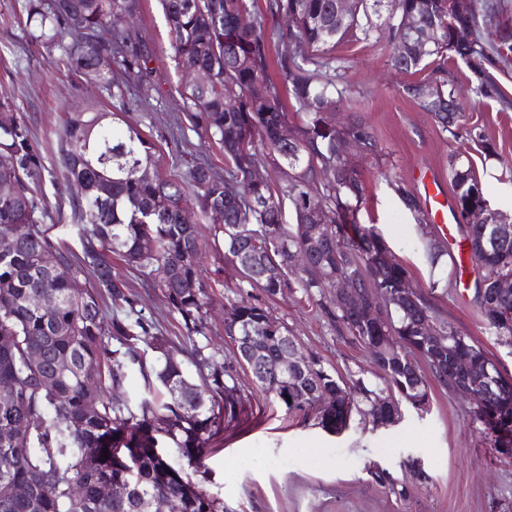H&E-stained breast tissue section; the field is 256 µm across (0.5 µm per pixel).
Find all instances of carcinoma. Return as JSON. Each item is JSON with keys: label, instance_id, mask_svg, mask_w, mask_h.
<instances>
[{"label": "carcinoma", "instance_id": "carcinoma-1", "mask_svg": "<svg viewBox=\"0 0 512 512\" xmlns=\"http://www.w3.org/2000/svg\"><path fill=\"white\" fill-rule=\"evenodd\" d=\"M141 0H27L29 39L49 51L58 50L69 68L86 85L79 111L65 113L60 136L63 181L77 221L81 254H76L45 223L48 205L42 193L47 168L39 141L23 116L0 100V183L14 185L11 197H0V484L28 487V496L4 503L0 512H137L136 502L154 503L151 512H224V503L208 494L187 469L200 467L224 423L235 419L242 403L237 366L220 361L206 344H193L199 377L194 383L171 350L155 341L153 324L145 320L138 295L112 271L115 254L132 267L147 270L149 286L167 294L190 336L206 335L210 296L200 269L205 246L196 224L183 221L194 208L204 216L217 207L224 223L210 229L224 247V259L240 268L254 267L274 257L282 268L276 279L244 277L236 288L258 287L274 296L300 288L310 298L331 287L336 272L357 276L363 288L378 293H407L414 300L392 310L386 321L362 325L338 304L327 309L336 331L362 346L383 373L386 389L414 409L430 402L429 383L413 354L425 355L433 378L455 390L458 380L448 373L450 358L467 355L478 369L496 377V387L481 406L470 408L471 420L489 436L499 458L512 461V380L469 337L439 319L414 289L406 268L390 254L378 234L356 223L365 187L352 157L336 156V143L345 137L362 141L364 157L380 154L372 130L361 121L343 126L332 122L329 110L349 98L336 47L346 42L398 40L413 43L406 56H390L392 69L432 78L401 85V94L431 113L438 128L455 134L460 116L449 110L455 99V77L448 76V57L464 63L474 80L470 91L482 98L503 94L493 73L495 56L512 53V27L496 28L497 45L478 31V0H468L460 12L451 0H359L358 11L340 20L335 0H267L265 9L253 0H161L172 35L177 68L207 74L201 86H185V119L224 151V172L195 163L185 171L162 173L157 145L141 130L150 118L133 106L155 91L152 46L142 29L129 19L138 16ZM250 23L242 26L240 16ZM437 31L425 51L414 45L405 26L408 16ZM471 28L469 44L455 32ZM294 45L293 54L277 58L285 91L270 75L272 40ZM232 95L238 107L229 110ZM112 99L106 110L103 97ZM302 123L297 143L280 142V126L290 112ZM275 167L278 185L256 181L253 172ZM454 209L481 205L484 190L472 164L451 165ZM410 209L422 235L428 237L431 263L447 254L430 238L429 217L420 200L404 183L393 185ZM294 213L305 210L325 225L326 255L309 256L300 225L283 224V200ZM250 228L244 229L242 225ZM47 252L89 274L94 283L79 290L75 281L39 273L37 257ZM322 263L326 276L317 279L306 263ZM469 271L476 275L473 301L486 328L500 343L512 347V295L487 305L480 289L492 277H512V242L502 250L469 252ZM184 282L196 283L185 288ZM109 298L124 316H112L105 326L101 302ZM233 321L228 336L243 342L237 356L247 359L243 344L264 350L262 362L250 366L255 382L290 413L317 415L331 434L349 426L353 410H365L374 420L392 422L391 408L375 405L382 392L358 380L349 385L310 356V368L284 375L277 371L276 349H263L274 334L297 346V337L274 318L262 303L224 296ZM431 321L445 338V349L433 354L429 337L420 331ZM110 337L119 344L112 350ZM383 336L393 347L379 348ZM41 348L40 360L29 357ZM154 352L148 361V352ZM70 368L50 386L42 378L55 361ZM129 373L143 380L134 397L114 399ZM336 398L328 411L314 407L315 393ZM171 440L187 461L177 468L164 452ZM108 449V458L102 450ZM509 452H503V449ZM121 481L131 493L124 499L103 496L101 484Z\"/></svg>", "mask_w": 512, "mask_h": 512}]
</instances>
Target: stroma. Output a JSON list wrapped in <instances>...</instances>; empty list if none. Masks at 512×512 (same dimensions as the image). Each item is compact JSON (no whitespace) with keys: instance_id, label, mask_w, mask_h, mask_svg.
<instances>
[{"instance_id":"1","label":"stroma","mask_w":512,"mask_h":512,"mask_svg":"<svg viewBox=\"0 0 512 512\" xmlns=\"http://www.w3.org/2000/svg\"><path fill=\"white\" fill-rule=\"evenodd\" d=\"M24 4L25 0H0V97L10 98L14 111L30 123L43 147L46 167L56 173L65 112L83 101L85 90L60 51H46L28 40ZM137 22L155 49V91L142 130L155 141L161 168L173 169L186 159L223 168L219 146L181 121L184 82L175 66L160 0H141ZM390 52L382 42L349 43L336 51L351 89L339 118L362 120L382 149L380 157L359 162L365 200L357 222L375 227L394 259L409 271L414 288L428 294L442 318L512 376V351L484 327L472 304L473 274H466L458 286L451 282L449 257L429 263L417 224L390 186L399 180L419 196L421 179L427 175L436 177L442 193H449L450 160L456 156L471 161L492 208L512 217V108L476 96L469 89L467 67L459 66V128L453 135L441 132L429 113L402 96L400 87L407 77L390 69ZM474 127L496 143V155L476 151L468 136ZM42 189L56 234L79 249L60 183L47 180ZM112 265L140 296L141 314L153 322L156 335L171 346L187 374L195 375L192 342L180 316L159 290L150 288L144 272L117 259ZM201 265L214 299L204 341L228 357L234 344L224 333V296L240 274L225 261L219 245H208ZM436 280L443 281V288L432 289ZM332 296L328 289L319 298L307 297L298 288L276 297L257 288L247 293L327 370L382 387L364 349L338 335L325 317L322 308ZM238 375L242 412L225 426L203 468L193 475L207 493L223 501L224 512H512V462L500 460L490 448L473 424L463 394L434 382L427 414L417 415L405 406L401 422L384 428L356 412L348 429L334 435L324 431L314 415L291 413L274 403L246 369H239Z\"/></svg>"}]
</instances>
